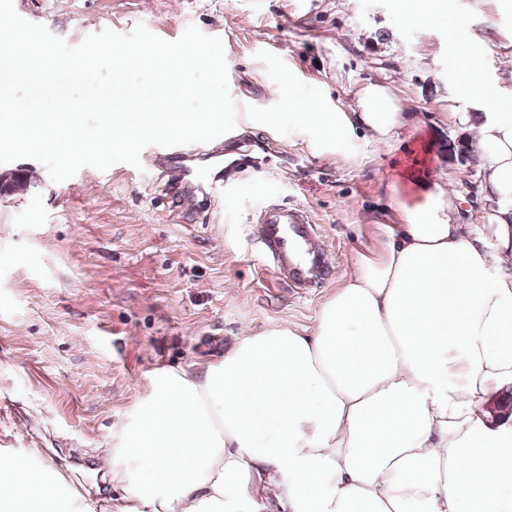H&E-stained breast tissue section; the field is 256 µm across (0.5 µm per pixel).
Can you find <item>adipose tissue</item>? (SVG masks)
Returning <instances> with one entry per match:
<instances>
[{
  "label": "adipose tissue",
  "instance_id": "ef3b65f1",
  "mask_svg": "<svg viewBox=\"0 0 512 512\" xmlns=\"http://www.w3.org/2000/svg\"><path fill=\"white\" fill-rule=\"evenodd\" d=\"M485 231L441 181L357 255L313 334L275 327L201 367L155 368L102 449L117 495L76 512H512V112L475 121ZM368 82L322 130L389 141L404 124ZM0 512H57L26 460L6 465Z\"/></svg>",
  "mask_w": 512,
  "mask_h": 512
}]
</instances>
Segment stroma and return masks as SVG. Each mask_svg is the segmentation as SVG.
I'll return each instance as SVG.
<instances>
[{"label": "stroma", "instance_id": "stroma-1", "mask_svg": "<svg viewBox=\"0 0 512 512\" xmlns=\"http://www.w3.org/2000/svg\"><path fill=\"white\" fill-rule=\"evenodd\" d=\"M23 19L70 44L142 24L174 41L188 26L222 34L235 135L267 132L270 161L225 188L194 227L167 211L140 168L82 167L56 183L33 174L0 196V459L28 457L51 494H112L97 451L109 447L157 366L205 364L274 327L312 332L420 183L442 178L465 220L482 221V159L458 110L512 109V0H13ZM480 67L485 99L465 92L461 63ZM390 85L406 114L387 142L358 133L319 145L322 112L350 111L366 81ZM271 202L308 209L327 236L336 279L300 297L278 281L250 235Z\"/></svg>", "mask_w": 512, "mask_h": 512}]
</instances>
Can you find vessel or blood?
<instances>
[{
    "instance_id": "1",
    "label": "vessel or blood",
    "mask_w": 512,
    "mask_h": 512,
    "mask_svg": "<svg viewBox=\"0 0 512 512\" xmlns=\"http://www.w3.org/2000/svg\"><path fill=\"white\" fill-rule=\"evenodd\" d=\"M166 181L163 195L182 220H189L225 186L239 184L253 165L241 141H228L222 155L207 163L193 150H161L153 157ZM251 237L279 280L306 294L325 287L336 277V262L329 241L302 207L281 203L265 206L250 226Z\"/></svg>"
}]
</instances>
